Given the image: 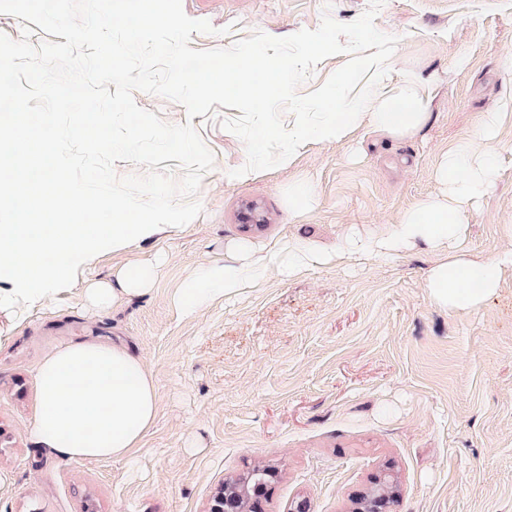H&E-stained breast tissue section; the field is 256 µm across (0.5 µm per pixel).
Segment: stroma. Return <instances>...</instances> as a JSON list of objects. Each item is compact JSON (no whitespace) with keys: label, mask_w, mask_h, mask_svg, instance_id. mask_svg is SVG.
I'll use <instances>...</instances> for the list:
<instances>
[{"label":"stroma","mask_w":512,"mask_h":512,"mask_svg":"<svg viewBox=\"0 0 512 512\" xmlns=\"http://www.w3.org/2000/svg\"><path fill=\"white\" fill-rule=\"evenodd\" d=\"M370 0H182L213 31L194 49L227 48L261 31L348 23ZM375 26L395 36L396 71L430 85L432 118L413 140L363 134L362 152L312 144L293 169L229 184L243 141L221 121L235 108L189 116L179 102L134 92L171 125L193 123L214 155L196 194L202 211L182 231L127 251L101 252L81 280L45 303L0 309V512H210L226 480L273 467L260 512H354L391 473L393 512H512V276L483 308L451 313L422 286L435 256L359 255L311 268L180 316L171 296L198 265L234 243L265 253L288 240L332 252L349 231L385 233L437 185L452 144L477 139L476 115L507 112L496 145L501 179L469 217L465 249L491 259L512 242V0H385ZM316 180L318 206L288 213V184ZM159 263L148 295L105 311L83 306L85 280L132 261ZM78 339L122 344L152 373L158 414L135 464L63 459L27 431L43 356Z\"/></svg>","instance_id":"obj_1"}]
</instances>
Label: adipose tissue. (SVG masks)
<instances>
[{"mask_svg":"<svg viewBox=\"0 0 512 512\" xmlns=\"http://www.w3.org/2000/svg\"><path fill=\"white\" fill-rule=\"evenodd\" d=\"M425 81L416 73H394L391 57L374 58L343 73L335 95L322 112L300 117L288 132L266 123L249 147L247 161L225 171V181L248 182L266 168L292 166L314 142L352 144L367 131L380 137L407 138L430 121ZM504 119L500 112L477 118V140H463L441 155L435 168L436 194L406 209L390 231L377 238H347L332 254L288 243L259 254L237 246L221 263L198 266L172 302L195 316L211 304L249 288L263 287L269 277L294 278L317 265H330L371 253L390 257L421 246L436 256L424 279L431 302L451 312L485 306L503 279L512 274V249L490 260L474 259L462 247L469 212L496 188L501 170L494 147ZM156 267L139 263L119 269L114 278L84 288L82 300L106 309L130 297L146 295ZM39 407L29 435L36 445L64 459L130 460L153 424L157 396L143 357L126 348L80 340L49 351L35 373Z\"/></svg>","mask_w":512,"mask_h":512,"instance_id":"adipose-tissue-1","label":"adipose tissue"}]
</instances>
